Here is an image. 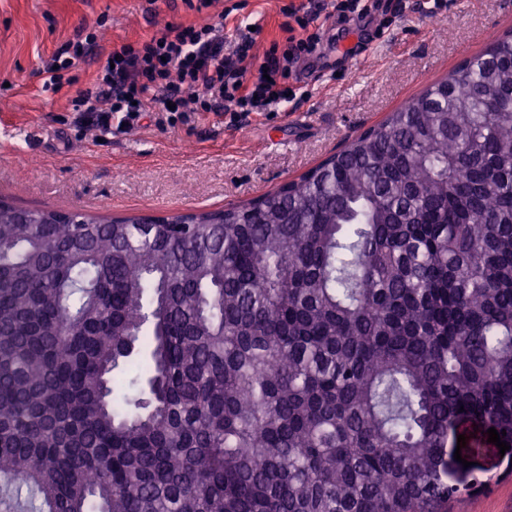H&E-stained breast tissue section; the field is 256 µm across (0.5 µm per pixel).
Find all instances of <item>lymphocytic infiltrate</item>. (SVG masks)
I'll list each match as a JSON object with an SVG mask.
<instances>
[{"mask_svg":"<svg viewBox=\"0 0 512 512\" xmlns=\"http://www.w3.org/2000/svg\"><path fill=\"white\" fill-rule=\"evenodd\" d=\"M365 9L363 0L291 2L282 9L285 44L271 46L253 69L248 63L255 61L257 34L247 25L227 26V12L215 23L168 26L118 48L114 64L103 67L75 105L106 129L116 115L131 128L147 112H169L173 124L193 112H272L293 98L296 65L322 39V13L342 22ZM98 39L97 30H76L45 61L48 83L57 89L71 84L70 70L92 53Z\"/></svg>","mask_w":512,"mask_h":512,"instance_id":"f902f5d3","label":"lymphocytic infiltrate"}]
</instances>
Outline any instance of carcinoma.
Returning <instances> with one entry per match:
<instances>
[{
  "mask_svg": "<svg viewBox=\"0 0 512 512\" xmlns=\"http://www.w3.org/2000/svg\"><path fill=\"white\" fill-rule=\"evenodd\" d=\"M42 216L0 213V512H448L455 420L512 446V35L254 205Z\"/></svg>",
  "mask_w": 512,
  "mask_h": 512,
  "instance_id": "obj_1",
  "label": "carcinoma"
}]
</instances>
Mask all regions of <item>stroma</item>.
<instances>
[{
  "label": "stroma",
  "instance_id": "obj_1",
  "mask_svg": "<svg viewBox=\"0 0 512 512\" xmlns=\"http://www.w3.org/2000/svg\"><path fill=\"white\" fill-rule=\"evenodd\" d=\"M259 24L256 54L280 29L284 0H238ZM382 12L327 24L298 69L301 93L281 112L230 122L195 112L170 126L150 112L131 130L87 125L74 109L107 55L168 25L216 20L186 0H0V200L30 210L76 211L101 220L218 211L298 180L348 139L378 125L428 85L445 79L496 36L512 33V0H382ZM393 19L381 29L382 16ZM100 26L98 48L62 90L44 83L41 60L75 31ZM487 425L448 431L457 491L450 512H512V449L488 441ZM465 447H458V435Z\"/></svg>",
  "mask_w": 512,
  "mask_h": 512
}]
</instances>
